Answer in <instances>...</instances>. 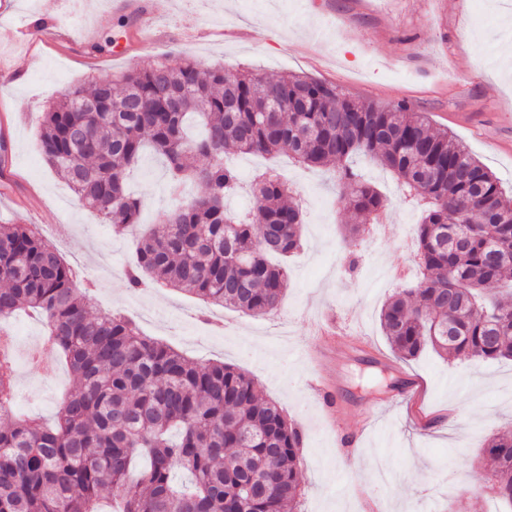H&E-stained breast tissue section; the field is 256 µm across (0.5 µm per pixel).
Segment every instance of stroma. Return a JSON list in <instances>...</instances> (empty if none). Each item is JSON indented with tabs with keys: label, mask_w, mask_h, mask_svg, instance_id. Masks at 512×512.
<instances>
[{
	"label": "stroma",
	"mask_w": 512,
	"mask_h": 512,
	"mask_svg": "<svg viewBox=\"0 0 512 512\" xmlns=\"http://www.w3.org/2000/svg\"><path fill=\"white\" fill-rule=\"evenodd\" d=\"M0 13V141L10 147L0 168V224L41 226L68 261L82 262L96 283L95 306L134 320L195 362L233 365L265 398L278 401L302 432V512H493L483 472L487 440L512 422V361L449 360L427 349L396 359L379 313L420 271L406 229L421 219L393 177L358 163L382 193L388 224L348 249L347 210L333 176L288 156H238L245 180L228 207H253L248 186L267 166L296 188L304 214L302 246L287 260L278 309L251 316L207 305L185 292L142 293L122 284L142 232L168 208L167 171L145 155L131 189L150 206L133 231L116 236L95 212L73 203L62 177L40 157V112L70 83L111 79L148 61L190 56L227 69L248 66L265 77L300 73L335 84L362 102L411 104L433 128L447 130L512 192V0H149L159 36L137 44L133 25L113 0H7ZM112 39L111 52L91 47ZM387 370L425 380L422 402L433 419L419 429L403 402L382 408L386 386H360ZM342 402L337 425L314 380ZM74 384L64 364L45 374L18 365L14 411L52 420ZM356 437L351 451L338 434Z\"/></svg>",
	"instance_id": "35a3bbf8"
}]
</instances>
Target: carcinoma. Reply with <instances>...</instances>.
<instances>
[{
  "label": "carcinoma",
  "instance_id": "obj_1",
  "mask_svg": "<svg viewBox=\"0 0 512 512\" xmlns=\"http://www.w3.org/2000/svg\"><path fill=\"white\" fill-rule=\"evenodd\" d=\"M39 151L77 202L120 235L144 200L127 179L151 147L167 164L173 207L144 238L127 288L153 282L262 316L281 300L288 269L269 260L301 244L303 213L271 170L253 184L254 208L225 199L240 173L229 157L286 153L308 167L342 163L340 198L356 225L386 212L351 166L370 157L422 206L421 278L382 306L380 326L402 360L430 347L464 359L512 360V305L484 291L512 281V195L446 130L406 103H363L292 73L201 68L193 57L154 60L114 79L70 85L40 116ZM191 182L198 192L182 197ZM0 319L31 310L76 380L52 424L21 416L0 427V512H101L118 489L120 512H285L300 503L303 436L280 405L224 363H194L91 311L90 288L29 224H0ZM0 343V414L12 411L14 366ZM493 494L512 508V425L489 441Z\"/></svg>",
  "mask_w": 512,
  "mask_h": 512
}]
</instances>
